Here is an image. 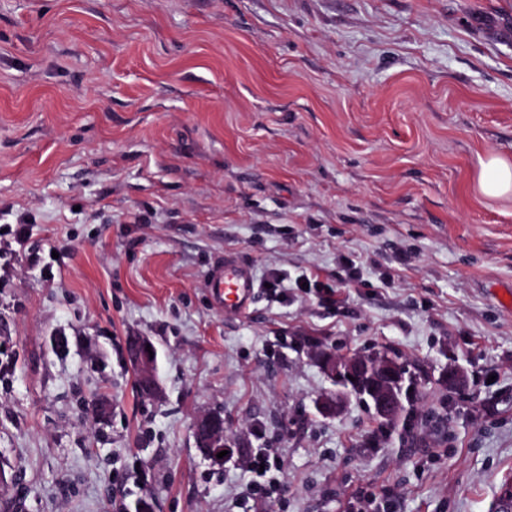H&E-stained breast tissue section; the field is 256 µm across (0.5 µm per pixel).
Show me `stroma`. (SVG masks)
Masks as SVG:
<instances>
[{
  "label": "stroma",
  "mask_w": 512,
  "mask_h": 512,
  "mask_svg": "<svg viewBox=\"0 0 512 512\" xmlns=\"http://www.w3.org/2000/svg\"><path fill=\"white\" fill-rule=\"evenodd\" d=\"M512 0H0V512H494L512 481ZM411 257L396 263L397 253ZM232 256L284 276L214 308ZM314 286L300 288L303 278ZM154 345L141 398L127 342ZM396 351L386 428L317 357ZM466 375L457 389L443 372ZM493 414H486V406ZM223 415V466L194 418ZM477 187L483 196L489 198L512 193V162L500 157L490 158L482 164ZM260 464H264L263 473H259ZM280 467V461L272 449L263 448L260 453L256 454L250 463V468L260 480L248 486L237 508L244 512H253L252 509H255L260 502L278 495L281 491L280 481L273 475L269 477L267 475L272 471L279 472Z\"/></svg>",
  "instance_id": "1"
}]
</instances>
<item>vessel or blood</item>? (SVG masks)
Listing matches in <instances>:
<instances>
[{"label":"vessel or blood","mask_w":512,"mask_h":512,"mask_svg":"<svg viewBox=\"0 0 512 512\" xmlns=\"http://www.w3.org/2000/svg\"><path fill=\"white\" fill-rule=\"evenodd\" d=\"M208 288L218 308L242 315L254 302L257 281L250 267L235 258L221 256L212 264Z\"/></svg>","instance_id":"1"}]
</instances>
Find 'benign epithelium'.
I'll list each match as a JSON object with an SVG mask.
<instances>
[{"label": "benign epithelium", "instance_id": "1", "mask_svg": "<svg viewBox=\"0 0 512 512\" xmlns=\"http://www.w3.org/2000/svg\"><path fill=\"white\" fill-rule=\"evenodd\" d=\"M150 340L143 336L131 339L128 357L137 375L138 388L156 397L159 385L156 375V358L146 350ZM321 363L328 375L336 382V392L325 395L319 401V409L331 414L338 410L351 394L366 396L377 420L384 425L398 421L404 411V403L396 386L403 379L404 366L391 354L378 351L370 356L350 354L345 357L325 355ZM198 446L218 464L224 459L217 454L225 450L224 419L211 413L195 418L192 425Z\"/></svg>", "mask_w": 512, "mask_h": 512}]
</instances>
